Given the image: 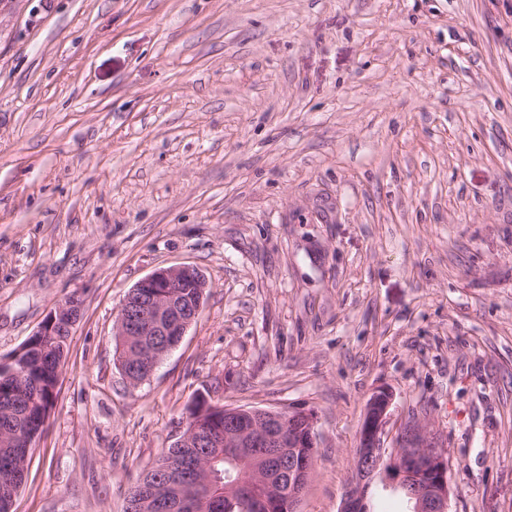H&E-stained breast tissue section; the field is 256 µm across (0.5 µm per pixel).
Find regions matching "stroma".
Here are the masks:
<instances>
[{"label":"stroma","instance_id":"stroma-1","mask_svg":"<svg viewBox=\"0 0 512 512\" xmlns=\"http://www.w3.org/2000/svg\"><path fill=\"white\" fill-rule=\"evenodd\" d=\"M196 266L150 378L115 320ZM79 319L11 512H124L198 392L313 410L339 512L372 395L512 512V0H0V361ZM173 288H181L184 298L192 299L198 292L205 296L209 285L205 276L193 265L162 267L138 281L118 310L114 336H118V340L123 337L128 343L140 342L142 358L148 370L144 378L140 365L136 367L139 354L134 344L128 349L122 350L120 347V364L132 378L139 380H133L123 373L132 384H141L151 376L161 358L180 342L203 307L201 301L197 307H185L183 300H179L182 294L174 292ZM142 336L164 337L165 350H161L163 346H157L158 341H145ZM123 357L126 358L125 362Z\"/></svg>","mask_w":512,"mask_h":512}]
</instances>
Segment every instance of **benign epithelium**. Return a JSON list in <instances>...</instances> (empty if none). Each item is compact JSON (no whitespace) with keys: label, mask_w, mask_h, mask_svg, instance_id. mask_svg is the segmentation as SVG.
Returning a JSON list of instances; mask_svg holds the SVG:
<instances>
[{"label":"benign epithelium","mask_w":512,"mask_h":512,"mask_svg":"<svg viewBox=\"0 0 512 512\" xmlns=\"http://www.w3.org/2000/svg\"><path fill=\"white\" fill-rule=\"evenodd\" d=\"M176 288H209L201 271L190 264L162 267L136 283L118 310L115 335L127 342H140L148 373L160 357L175 347L199 316L202 306H186ZM80 302L65 299L54 305L35 335L52 329L72 333ZM393 395L376 392L369 400L359 431L358 448L340 512H368L366 496L371 484L383 476L385 485L409 497L410 512H448L451 490L448 453L435 433L417 421L401 427L392 447L384 446ZM207 407L188 417L173 444L175 448H224L239 465L253 470L264 486V495L252 498L238 492V481L224 486L226 512H296L308 463L316 448V415L296 407H219L224 426H213ZM206 479L198 482V494H188V482L178 464L166 467L161 486L139 503L141 512H151L156 492H161L172 512H182L203 498L202 486L213 478L210 465L203 466Z\"/></svg>","instance_id":"benign-epithelium-1"}]
</instances>
